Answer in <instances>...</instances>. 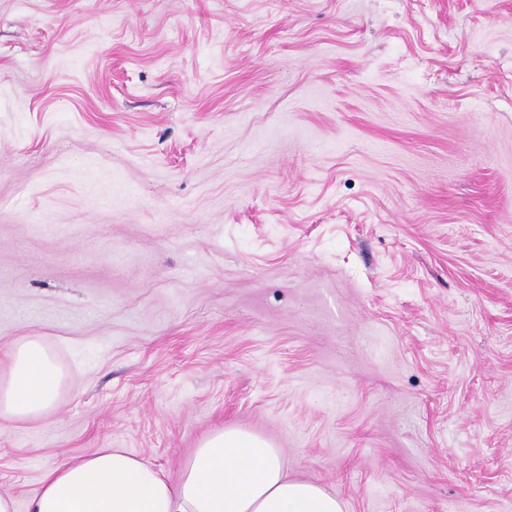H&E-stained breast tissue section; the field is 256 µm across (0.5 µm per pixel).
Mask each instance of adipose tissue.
<instances>
[{
    "mask_svg": "<svg viewBox=\"0 0 512 512\" xmlns=\"http://www.w3.org/2000/svg\"><path fill=\"white\" fill-rule=\"evenodd\" d=\"M64 375L42 337L18 340L0 368V421L36 419ZM29 512H342L321 486L290 479L276 448L234 428L203 439L177 480L123 448H96L47 470Z\"/></svg>",
    "mask_w": 512,
    "mask_h": 512,
    "instance_id": "1",
    "label": "adipose tissue"
}]
</instances>
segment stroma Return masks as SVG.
Returning a JSON list of instances; mask_svg holds the SVG:
<instances>
[{
    "label": "stroma",
    "mask_w": 512,
    "mask_h": 512,
    "mask_svg": "<svg viewBox=\"0 0 512 512\" xmlns=\"http://www.w3.org/2000/svg\"><path fill=\"white\" fill-rule=\"evenodd\" d=\"M0 492L236 427L343 512H512V0H0ZM64 375L40 336L18 340L0 368V421L36 419L54 405Z\"/></svg>",
    "instance_id": "obj_1"
}]
</instances>
